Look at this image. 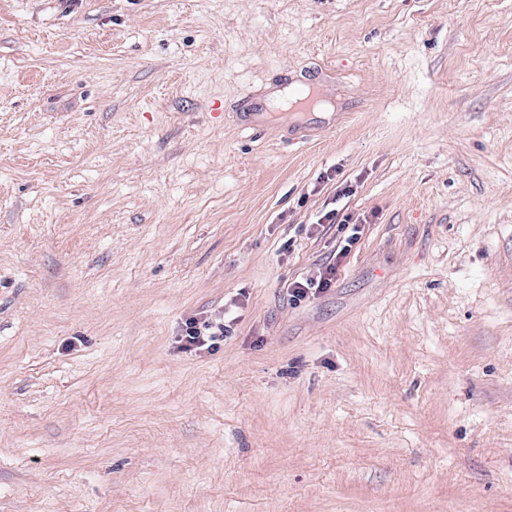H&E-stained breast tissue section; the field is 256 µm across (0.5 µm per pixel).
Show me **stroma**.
Masks as SVG:
<instances>
[{
    "label": "stroma",
    "instance_id": "stroma-1",
    "mask_svg": "<svg viewBox=\"0 0 512 512\" xmlns=\"http://www.w3.org/2000/svg\"><path fill=\"white\" fill-rule=\"evenodd\" d=\"M0 512H512V0H0ZM351 217L346 215L337 224V231L340 233V245L338 256L344 257L348 252L351 251L352 247L360 240L361 236V224H351ZM335 278L336 266H328L324 271H320L314 279L306 280L304 283L300 281L293 282L289 286L291 288L289 297L295 303L314 298L331 288ZM227 326L223 324L214 325L208 320L191 318L185 323L183 335V349L188 351L210 350L219 341H224V335L228 333Z\"/></svg>",
    "mask_w": 512,
    "mask_h": 512
}]
</instances>
